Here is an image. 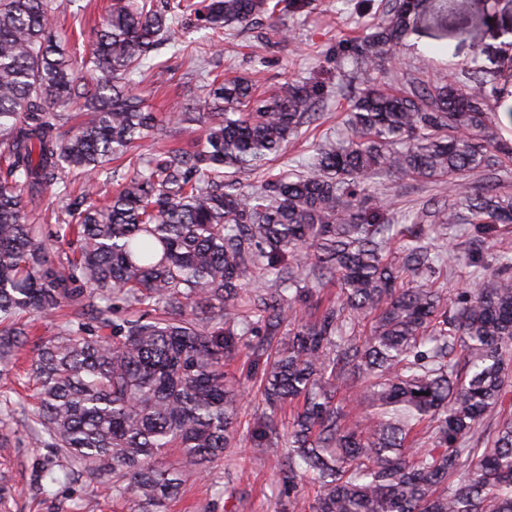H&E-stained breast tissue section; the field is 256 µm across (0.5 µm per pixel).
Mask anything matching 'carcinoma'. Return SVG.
Listing matches in <instances>:
<instances>
[{
  "instance_id": "carcinoma-1",
  "label": "carcinoma",
  "mask_w": 512,
  "mask_h": 512,
  "mask_svg": "<svg viewBox=\"0 0 512 512\" xmlns=\"http://www.w3.org/2000/svg\"><path fill=\"white\" fill-rule=\"evenodd\" d=\"M421 5L393 0L343 43L336 62L355 65L345 134L317 144L312 171L236 186L319 119L322 96L301 80L267 95L228 74L198 111L170 116L200 124L195 149L159 152L104 197L107 165L156 125L128 84L148 77L145 60L179 17L230 35L310 0H112L81 61L52 36L57 0H0V375L30 345L19 314L69 309L33 344L30 368L34 440L57 449L61 471L132 498L135 512H164L237 436L224 360L245 334L288 324L287 346L252 350L265 405L257 447H279L274 417L301 403L278 465L290 483L312 475L317 492L309 507L288 497L287 512H512V245L450 301L415 282L475 263L424 244L445 225L512 224L497 184L512 142L489 131L495 72L473 64L449 82L389 85L386 63ZM77 106L85 120L64 138ZM383 174L449 190L464 212L429 199L410 224H372ZM56 182L71 197L67 250L29 220ZM331 281L340 295L324 306ZM257 282L274 290L253 294ZM352 373L367 382L356 404L369 408L354 427L338 400Z\"/></svg>"
}]
</instances>
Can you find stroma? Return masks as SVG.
Segmentation results:
<instances>
[{
    "label": "stroma",
    "instance_id": "1",
    "mask_svg": "<svg viewBox=\"0 0 512 512\" xmlns=\"http://www.w3.org/2000/svg\"><path fill=\"white\" fill-rule=\"evenodd\" d=\"M108 0H63L54 29L58 39L86 55L92 30ZM438 0H425L421 20L400 50V61L391 68L395 83L406 78L453 79L478 61L484 69L496 70L502 57L512 56V0H448V12H436ZM383 0H313L301 13L281 15L278 25L291 34L279 40L263 24L236 32L232 38L211 37L197 23L177 27L170 43L157 59L163 62L158 82L133 84V92L145 99L157 114V126L137 149L138 155L154 154L169 144L193 147L202 136L200 126L181 128L170 122L178 112L195 111L205 94L207 73L257 77L263 89L276 90L289 79L301 77L324 91L321 125L290 141L286 152L267 165L277 173L293 166L311 168L317 144L336 132L342 115L336 108L337 94L351 63L337 64L336 45L344 35L370 20L381 19ZM377 192L390 220L421 207L435 194L433 184L406 178H381ZM512 242V224L497 226L481 235L473 225L452 224L435 244L444 257L468 252L481 264L491 263L501 242ZM229 383L241 394V426L223 459L209 464L203 475L191 479L182 495L169 502L167 512H282L283 481L274 459L251 440L250 428L261 411L257 385L250 377V360L238 354L224 365ZM12 448L0 455V512H132L130 500H113L111 492L97 488L87 478L40 483L43 467L58 464L55 449L34 442L22 416H8L0 404Z\"/></svg>",
    "mask_w": 512,
    "mask_h": 512
}]
</instances>
